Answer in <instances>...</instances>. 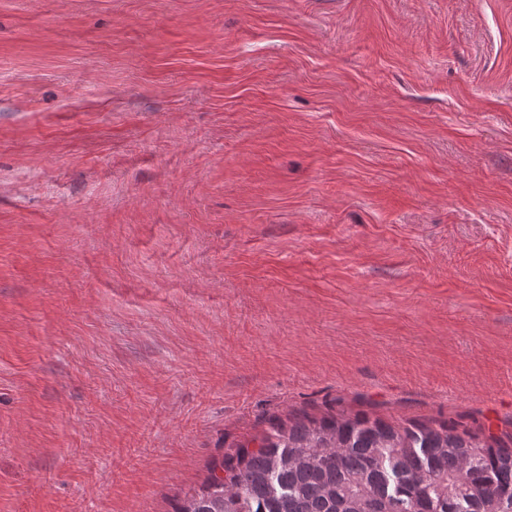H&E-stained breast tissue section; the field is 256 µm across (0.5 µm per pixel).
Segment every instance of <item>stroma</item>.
<instances>
[{
    "label": "stroma",
    "instance_id": "1",
    "mask_svg": "<svg viewBox=\"0 0 512 512\" xmlns=\"http://www.w3.org/2000/svg\"><path fill=\"white\" fill-rule=\"evenodd\" d=\"M338 408L512 433V0H0V512Z\"/></svg>",
    "mask_w": 512,
    "mask_h": 512
}]
</instances>
